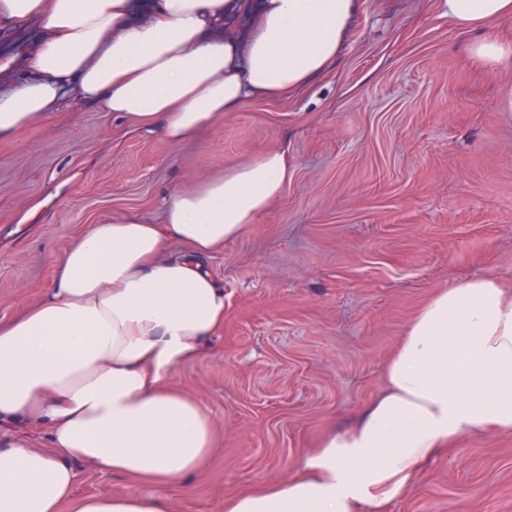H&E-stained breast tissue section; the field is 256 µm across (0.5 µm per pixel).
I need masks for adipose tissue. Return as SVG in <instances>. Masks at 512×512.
Segmentation results:
<instances>
[{
    "label": "adipose tissue",
    "mask_w": 512,
    "mask_h": 512,
    "mask_svg": "<svg viewBox=\"0 0 512 512\" xmlns=\"http://www.w3.org/2000/svg\"><path fill=\"white\" fill-rule=\"evenodd\" d=\"M241 0H0V26H42L11 85L0 53V139L71 103L97 105L180 144L262 95L287 98L336 62L359 0H254L245 39L223 35ZM482 33L479 60L512 54L485 37L512 0H444ZM272 150L163 201L161 221L107 217L58 259L36 305L0 322V512H171L167 497L77 496L73 462L160 487L200 470L215 428L172 388L224 325L208 261L288 179ZM386 390L326 434L297 474L224 498V512H386L461 438L512 431V290L491 275L436 293L406 326ZM48 430L39 448L11 427Z\"/></svg>",
    "instance_id": "ef3b65f1"
}]
</instances>
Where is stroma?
<instances>
[{"mask_svg":"<svg viewBox=\"0 0 512 512\" xmlns=\"http://www.w3.org/2000/svg\"><path fill=\"white\" fill-rule=\"evenodd\" d=\"M336 65L175 146L98 106L0 141V321L107 216L159 222L173 190L287 151L281 195L212 257L224 326L169 383L216 427L209 462L163 487L172 512L284 481L385 385L399 337L439 290L512 286V57L488 64L441 0H360ZM389 512H512V432L462 438Z\"/></svg>","mask_w":512,"mask_h":512,"instance_id":"35a3bbf8","label":"stroma"}]
</instances>
